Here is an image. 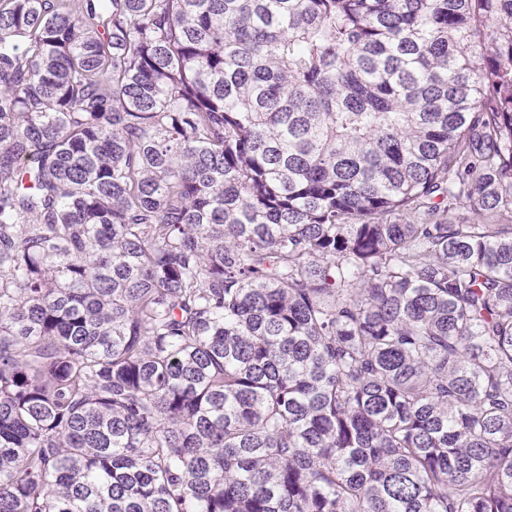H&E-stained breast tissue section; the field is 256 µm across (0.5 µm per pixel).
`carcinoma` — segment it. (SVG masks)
<instances>
[{"mask_svg": "<svg viewBox=\"0 0 512 512\" xmlns=\"http://www.w3.org/2000/svg\"><path fill=\"white\" fill-rule=\"evenodd\" d=\"M0 512H512V0H0Z\"/></svg>", "mask_w": 512, "mask_h": 512, "instance_id": "obj_1", "label": "carcinoma"}]
</instances>
